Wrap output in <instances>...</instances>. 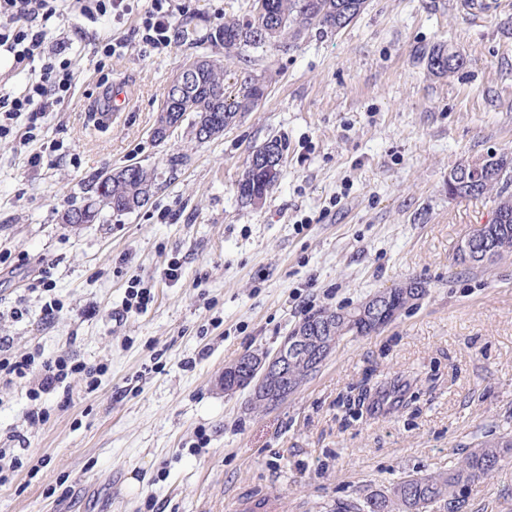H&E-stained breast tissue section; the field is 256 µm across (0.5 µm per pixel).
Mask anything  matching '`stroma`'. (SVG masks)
Returning <instances> with one entry per match:
<instances>
[{
    "instance_id": "obj_1",
    "label": "stroma",
    "mask_w": 512,
    "mask_h": 512,
    "mask_svg": "<svg viewBox=\"0 0 512 512\" xmlns=\"http://www.w3.org/2000/svg\"><path fill=\"white\" fill-rule=\"evenodd\" d=\"M175 5L177 36L162 52L141 42L140 13L92 22L66 11L69 99L36 138L21 118L0 139V336L17 356L107 366L95 388L75 376L43 398L47 419L34 425L26 383L0 380V448L23 461L0 486V512H234L266 495L278 512H319L448 469L511 431L512 256L454 264L492 205L449 197L448 173L512 153V0L488 13L465 0H368L344 29L230 58L209 34L248 18L255 0ZM113 35L127 50L98 59ZM442 43L464 64L439 78L417 53ZM195 56L223 61L230 91L255 77L268 94L212 140L185 122L156 141L164 92ZM121 77L128 111L98 121L89 100ZM273 137L284 145L279 179L262 204H245L246 162ZM49 142L57 151L31 166ZM132 162L155 174L148 204L61 222L98 175ZM42 268L51 291H30ZM412 278L429 285L418 306L345 339L287 400L262 409L251 389L225 396L228 363L274 352L310 313ZM135 279L153 300L127 314ZM52 300L61 310L49 322ZM389 379L409 381L407 406L346 414L343 397ZM466 512H512V463L472 485Z\"/></svg>"
}]
</instances>
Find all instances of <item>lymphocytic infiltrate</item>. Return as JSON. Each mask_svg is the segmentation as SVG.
Masks as SVG:
<instances>
[{
    "label": "lymphocytic infiltrate",
    "instance_id": "f902f5d3",
    "mask_svg": "<svg viewBox=\"0 0 512 512\" xmlns=\"http://www.w3.org/2000/svg\"><path fill=\"white\" fill-rule=\"evenodd\" d=\"M67 0H0V49L13 54L17 64H39L40 78L21 91L0 89V138L9 135L19 117L35 131L44 113L54 111L72 91L67 41L54 38L53 23ZM170 0H151L142 20V41L154 50L171 47L175 39ZM103 364H91L66 355L44 357L41 351L0 356V376L28 381L31 401L60 388L68 378L81 375L95 386Z\"/></svg>",
    "mask_w": 512,
    "mask_h": 512
}]
</instances>
